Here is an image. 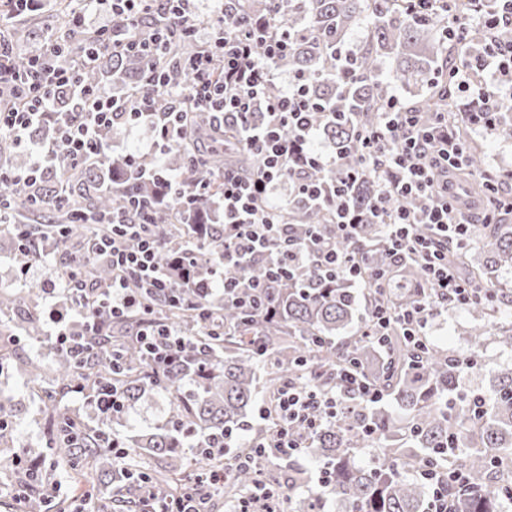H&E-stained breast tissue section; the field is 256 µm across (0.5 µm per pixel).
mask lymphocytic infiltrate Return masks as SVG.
Returning <instances> with one entry per match:
<instances>
[{
    "label": "lymphocytic infiltrate",
    "mask_w": 512,
    "mask_h": 512,
    "mask_svg": "<svg viewBox=\"0 0 512 512\" xmlns=\"http://www.w3.org/2000/svg\"><path fill=\"white\" fill-rule=\"evenodd\" d=\"M109 16L129 14L138 20L143 33L138 45L147 62L150 94L123 100L112 94L83 92V103L75 117L58 112L56 89H77L78 61H65L53 43H45L27 67L10 66L11 50L0 39V94L12 93L16 104L0 110V135L15 144L27 143L34 126L53 123L51 140L37 146L32 164L25 169L0 167V178L35 189L59 163L78 168L105 163L107 153L98 142L101 128L122 122L148 131L149 156L163 152L180 138L183 124L179 113L189 106L204 114L211 127L233 126L242 147L252 156L247 173L232 167L224 170V256L225 266L239 274L225 279V299L242 307H260L268 290L286 276L312 272L328 282L350 284L370 282L381 288L400 271L405 262L416 261L430 295L404 308H376L365 323L364 333L376 343H384L391 324L401 325L416 348H424L430 318L442 307L464 305L474 300L469 282L450 264L448 253L469 245L472 228L492 224L499 208L512 209V191L502 177L487 178L488 201L472 207L456 182L462 164L455 148L449 147L448 124L442 114L423 122L413 108L388 99L387 109L376 124L359 126L356 136L363 151L357 169L339 167L335 157L315 151L310 142L315 132L311 118L313 105L298 77L286 80L279 97L262 101L270 84L282 81L275 66L288 49L291 33L281 4L269 15L256 18L235 16L228 7L208 18H200L194 0H95ZM512 28V0H498L492 15L476 14L473 22L446 27L452 41H470L473 31L484 35L481 51L469 69L450 70L455 89L471 94L480 114L473 117L484 133L496 125L492 113L512 105V43L498 41V29ZM181 30L196 44L187 65L192 82L177 96L167 91L168 75L159 70L154 57L161 46ZM222 55V79L213 77L215 55ZM334 171L329 182L311 179V171ZM365 176L376 182V193L368 207L353 203L357 181ZM288 184L287 201L275 202L274 192ZM422 198L420 208H411L409 199ZM305 202L329 212L333 232L316 235L305 245L292 242L285 220L290 205ZM108 238L81 239L75 260H65L63 268L71 285L65 297L69 313L50 306L46 323L52 344L73 359L88 352V339L109 332L113 319L125 317L137 303L138 294L168 295L169 275L158 259V242L142 203L122 207L111 219ZM383 228L387 260L381 265L366 261L359 247L360 225ZM430 225L432 232L421 235L417 225ZM266 263L264 277L243 276L242 271L255 256ZM109 258L110 283L89 282L86 264ZM136 338L148 361L157 366L177 363L187 339L182 332L155 320H148ZM381 394L355 372L337 373L331 388L288 384L279 392L281 422L270 445L252 448L250 460H262L268 452L280 458L297 456L302 441L296 427L316 430L323 421L336 417L350 402L377 403ZM416 474L429 489L430 512H454L450 497L453 484L463 474L442 460L423 462Z\"/></svg>",
    "instance_id": "lymphocytic-infiltrate-1"
}]
</instances>
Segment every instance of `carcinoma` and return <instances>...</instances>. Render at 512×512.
<instances>
[{
    "instance_id": "cac0c4a2",
    "label": "carcinoma",
    "mask_w": 512,
    "mask_h": 512,
    "mask_svg": "<svg viewBox=\"0 0 512 512\" xmlns=\"http://www.w3.org/2000/svg\"><path fill=\"white\" fill-rule=\"evenodd\" d=\"M471 0L433 3L430 15L417 21L408 13L405 0H288V26L294 41L288 53L277 60L279 69L304 78L309 96L327 112H352L357 123L345 119L323 121L313 115L316 126L336 146L341 166L358 167L361 145L355 139L356 124H372L377 106L393 95L396 85L410 82L426 89L423 100L413 104L419 112H446L448 122L467 115L454 95L446 96L435 77L456 45L444 42V24L462 21ZM238 16L258 17L270 6L268 0H231ZM371 23L372 36L366 46L351 54L350 64L358 79L348 87L330 71L326 58L343 47L349 30L363 20ZM57 35L65 52L94 49L96 61L79 71V82L87 90H112L117 95H143L149 86L143 80L144 61L139 49L113 52L105 40L83 29L76 9L67 4L56 10L47 28ZM139 25L125 17H112V31L125 42H138ZM195 51L188 38L173 39L158 52L157 64L169 76L170 86L179 89L190 84L192 76L184 60ZM57 110L75 115L81 99L69 92L59 94ZM185 136L168 145V164L158 171L139 175L136 166L124 157L110 159L112 168L86 165L77 171L60 167L39 193L13 182H0V199L7 208L0 212V238L20 248L22 232L62 246L74 236L96 237L112 233V225L93 220L131 198L153 205V234L159 244V262L164 267L177 263L184 276L176 277V298L145 303L157 319L185 330L190 350L184 361L169 370L153 367L131 340V330L141 314H130L127 321L112 326V339L93 338L89 356L77 362L55 354L53 384L46 392L40 411L49 426L43 444L54 463L46 469L30 464L33 484L39 491L25 498V512H66L68 504L49 498L58 468L66 470L73 482H87L100 506H120L140 512L151 500L139 488L138 480L167 496H177L186 487L197 489L201 504L210 497L203 482L211 470L225 467L224 454L197 458L198 467L188 465L185 448L190 443L220 447L252 429L251 411L263 392H268L267 426L243 444L229 459L231 476L224 481V500H235L249 491L259 478L258 466L245 464L250 447L266 440L275 428L277 394L287 384H316L330 387L332 376L342 368L358 364L363 378L380 387L396 409L369 405L352 407L307 435L302 451L330 471L327 486L314 484L306 472H298L288 484V497L294 499V512H426L429 487L410 474V459L420 461L445 449L458 457L467 483L452 490L455 512H503V486L499 477L505 458H512V368L493 370V387L482 394V405L474 409L458 393L461 374L482 368L479 354L488 339L512 350V319L502 306L512 299L507 283L499 278L512 272V224H479L475 235L488 252L485 262L476 261L470 250L455 251L451 261L463 272L482 297L466 307L476 312L480 322L470 334L464 353H451L433 344L419 350L408 343L401 331L393 329L384 346L357 332L367 314L376 306L407 305L428 288H370L357 290L343 282L325 284L308 274L283 279L269 294L261 309L237 307L203 293L197 283H212L214 267L224 251L220 200L224 187V141L208 138L201 114L183 113ZM468 166L457 176L469 196L481 195L484 188L474 180L484 165V157L468 141H462ZM178 183L202 191L189 205L174 199ZM375 192L368 177L358 185L354 202L366 206ZM88 221L75 223L76 216ZM288 224L296 241L302 242L309 230L328 235L332 226L323 209L295 206L288 211ZM195 241L191 253L179 244L185 238ZM360 245L369 251V262L385 258L384 240L377 224H365ZM38 300L28 288L18 293H0V312L11 311ZM23 331L41 340L42 327L24 320L0 319V337ZM14 371L38 384L40 366L30 360L12 365ZM116 387L123 407L101 410L97 405L96 384ZM83 390L90 408L109 419L119 420L145 391L169 397L172 412L167 421L146 433L125 437L108 429L92 430L79 414L56 413L54 390ZM130 450L129 463L120 467L112 456V440ZM357 448L370 449L363 461ZM165 459L161 470L139 464L142 455Z\"/></svg>"
}]
</instances>
